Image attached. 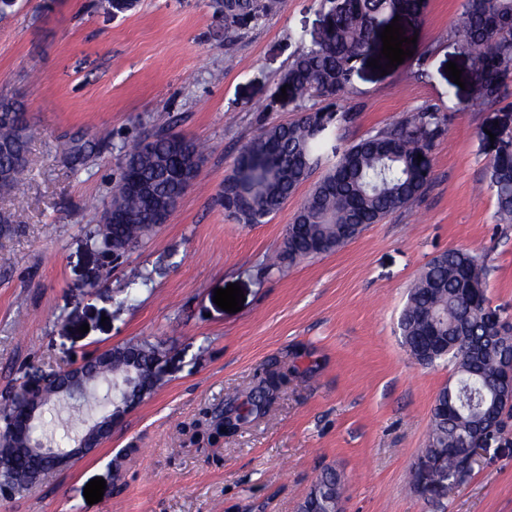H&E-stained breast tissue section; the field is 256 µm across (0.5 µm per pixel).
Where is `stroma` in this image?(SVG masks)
<instances>
[{"instance_id": "obj_1", "label": "stroma", "mask_w": 512, "mask_h": 512, "mask_svg": "<svg viewBox=\"0 0 512 512\" xmlns=\"http://www.w3.org/2000/svg\"><path fill=\"white\" fill-rule=\"evenodd\" d=\"M463 0H427L399 21L414 53L387 72L359 62L342 106L351 118L326 162L423 107L444 133L412 209L340 250L274 266L304 182L265 224L220 201L240 147L301 112L270 101L294 54L318 40L325 0H283L227 32L214 0H16L0 16V96L23 100L27 175L0 195L18 229L0 237V394L129 341L160 346V384L87 457L0 512H296L323 467L343 476V512H512V441L493 440L447 497L414 492L431 408L454 371L415 363L397 327L428 262L448 249L484 257L486 295L512 320V224L499 223L486 172L488 132L512 114V86L480 97L481 71L455 30ZM461 70L450 80L447 62ZM166 132L203 145L197 182L154 234L109 263L93 232L125 144ZM239 284L229 313L214 291ZM296 375L268 413L213 434L228 398L246 397L269 359ZM106 482L98 503L83 495Z\"/></svg>"}]
</instances>
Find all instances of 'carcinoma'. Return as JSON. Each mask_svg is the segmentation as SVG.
<instances>
[{
    "instance_id": "carcinoma-1",
    "label": "carcinoma",
    "mask_w": 512,
    "mask_h": 512,
    "mask_svg": "<svg viewBox=\"0 0 512 512\" xmlns=\"http://www.w3.org/2000/svg\"><path fill=\"white\" fill-rule=\"evenodd\" d=\"M328 11L322 40L298 53L289 64L280 86L286 87L288 102L304 110L288 125L263 126L243 145L232 173L224 178V211L240 224H264L279 211L297 188L321 165L326 128L314 118L306 103L327 101L323 112L336 115L330 128L348 116L338 102L348 92L353 72L373 40L374 23L383 15L406 8L420 10V0H326ZM280 0H216L230 27L256 25L279 8ZM459 37L472 49L487 72L480 95L498 99L512 83V27L493 24V18H512V0H463ZM444 128L436 111L425 107L400 124L360 139L350 145L323 173L286 228L279 261L300 260L330 254L357 237L370 224L412 207L429 178L426 155ZM30 125L24 104L0 98V172L7 180L0 185L15 187L22 179L30 141ZM509 147L490 164L489 187L494 192L501 221L512 222V133ZM203 157L200 144L188 140L176 150L171 139L157 134L151 141L133 143L125 151L123 166L112 185V206L119 209L117 223L97 229L94 237L107 249L130 250L147 237L160 220L158 206L175 201L186 192L178 173L192 156ZM147 188L145 197L132 188ZM487 271L480 258L460 249L446 250L426 265L399 317L404 344L413 350L427 336L448 337V352L435 356L426 366L448 362L454 366L453 387H442L432 408V427L422 455L433 459L450 479L460 483L470 473L465 441L485 412L502 414L503 407L488 409L487 392L502 386L499 360L512 354V324L503 325L499 309L486 296ZM108 377L92 375V385L108 379L121 381L130 363L139 365V397L151 393L161 376L160 347L151 343H126L108 354ZM293 372L271 362L263 369L260 383L242 402L231 398L219 424L232 432L266 413L288 387ZM54 467L51 460L35 463L16 453L0 457V471L16 488L34 483L38 470ZM342 476L334 468L324 469L300 503L301 512H334L336 492Z\"/></svg>"
}]
</instances>
